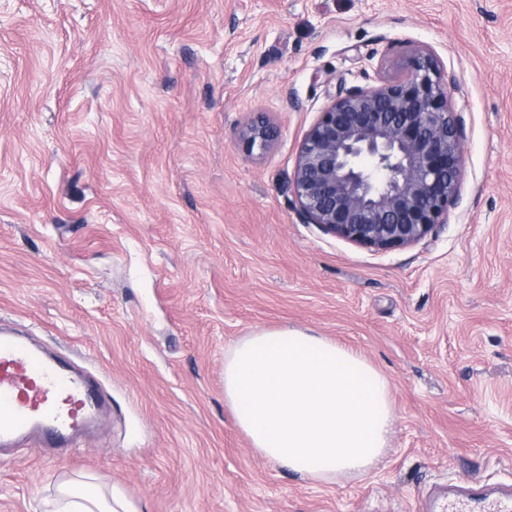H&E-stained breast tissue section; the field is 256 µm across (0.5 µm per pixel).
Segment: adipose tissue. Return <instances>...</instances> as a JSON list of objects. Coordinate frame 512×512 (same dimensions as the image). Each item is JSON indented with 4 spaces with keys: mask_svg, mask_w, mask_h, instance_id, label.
Here are the masks:
<instances>
[{
    "mask_svg": "<svg viewBox=\"0 0 512 512\" xmlns=\"http://www.w3.org/2000/svg\"><path fill=\"white\" fill-rule=\"evenodd\" d=\"M224 400L264 458L301 477L367 473L393 421L388 379L353 348L297 328L240 339L224 358ZM44 512H131L117 492L69 480Z\"/></svg>",
    "mask_w": 512,
    "mask_h": 512,
    "instance_id": "ef3b65f1",
    "label": "adipose tissue"
}]
</instances>
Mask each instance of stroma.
I'll return each instance as SVG.
<instances>
[{
    "instance_id": "35a3bbf8",
    "label": "stroma",
    "mask_w": 512,
    "mask_h": 512,
    "mask_svg": "<svg viewBox=\"0 0 512 512\" xmlns=\"http://www.w3.org/2000/svg\"><path fill=\"white\" fill-rule=\"evenodd\" d=\"M431 49L461 82L447 223L376 253L288 190L341 91ZM273 127L266 150L240 131ZM89 372L111 412L0 453V512L90 476L132 512H411L512 483V0H0V316ZM297 327L389 379V447L316 483L224 401L242 337Z\"/></svg>"
}]
</instances>
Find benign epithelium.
<instances>
[{
    "mask_svg": "<svg viewBox=\"0 0 512 512\" xmlns=\"http://www.w3.org/2000/svg\"><path fill=\"white\" fill-rule=\"evenodd\" d=\"M405 70L337 95L306 131L288 182L304 223L376 253L413 246L448 223L459 195L464 144L450 100L456 79L421 46ZM273 137L257 121L240 142L263 151Z\"/></svg>",
    "mask_w": 512,
    "mask_h": 512,
    "instance_id": "1",
    "label": "benign epithelium"
}]
</instances>
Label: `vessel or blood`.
<instances>
[{"label":"vessel or blood","instance_id":"1","mask_svg":"<svg viewBox=\"0 0 512 512\" xmlns=\"http://www.w3.org/2000/svg\"><path fill=\"white\" fill-rule=\"evenodd\" d=\"M103 406V396L87 372L0 328L1 448L32 436L51 446L68 444ZM442 507L448 512H512V484H452L430 498H418L415 512H438Z\"/></svg>","mask_w":512,"mask_h":512}]
</instances>
